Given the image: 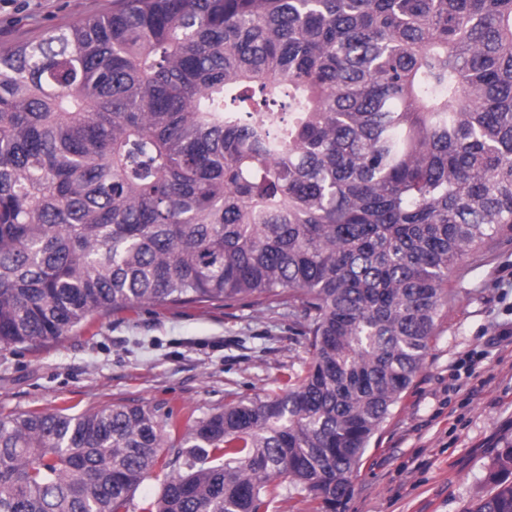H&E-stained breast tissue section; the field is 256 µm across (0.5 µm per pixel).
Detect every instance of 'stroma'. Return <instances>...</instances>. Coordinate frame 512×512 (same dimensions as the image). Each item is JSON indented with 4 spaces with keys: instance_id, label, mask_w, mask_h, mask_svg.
Instances as JSON below:
<instances>
[{
    "instance_id": "stroma-1",
    "label": "stroma",
    "mask_w": 512,
    "mask_h": 512,
    "mask_svg": "<svg viewBox=\"0 0 512 512\" xmlns=\"http://www.w3.org/2000/svg\"><path fill=\"white\" fill-rule=\"evenodd\" d=\"M112 0H0V46L107 13ZM451 300L426 362L372 439L344 512H465L492 487L512 442V241L451 278ZM480 355L466 388L457 360ZM282 308L143 306L33 347L0 351V417L79 414L134 403L156 415L202 417L225 403L277 393L308 361Z\"/></svg>"
}]
</instances>
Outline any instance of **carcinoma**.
<instances>
[{"label":"carcinoma","mask_w":512,"mask_h":512,"mask_svg":"<svg viewBox=\"0 0 512 512\" xmlns=\"http://www.w3.org/2000/svg\"><path fill=\"white\" fill-rule=\"evenodd\" d=\"M512 237V0H116L0 48V349L143 305L285 307L274 395L0 418V512H341ZM466 512H512V442ZM156 475H158V473L152 474L141 483L133 496L129 512H143L142 508L156 497L160 488L162 474H160L159 477ZM267 512H312L311 504L303 496H288V491L283 490L282 495L272 501Z\"/></svg>","instance_id":"1"}]
</instances>
